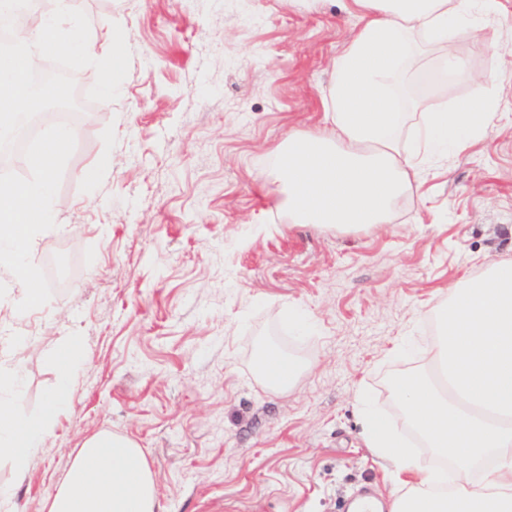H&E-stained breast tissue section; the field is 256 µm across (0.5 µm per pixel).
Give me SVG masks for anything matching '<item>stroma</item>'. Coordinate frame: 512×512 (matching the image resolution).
<instances>
[{
    "label": "stroma",
    "instance_id": "stroma-1",
    "mask_svg": "<svg viewBox=\"0 0 512 512\" xmlns=\"http://www.w3.org/2000/svg\"><path fill=\"white\" fill-rule=\"evenodd\" d=\"M343 0H79L89 53L120 24L129 71L83 122L50 178L54 219L26 267L49 302L19 310L0 273V328L30 345L0 382L38 419L77 337L71 395L0 489L46 512L84 440L107 432L145 452L165 512H343L360 488L387 502L398 465L363 439L362 412L393 416L389 380L426 367L431 310L464 273L512 258V74L488 85L495 128L418 171L419 196L359 230L292 224L275 208L276 147L324 125L323 92L359 20ZM512 51V0L456 43L470 80H436L442 46L420 42L399 80L455 104ZM97 163L88 179L82 170ZM300 361L264 388L263 346Z\"/></svg>",
    "mask_w": 512,
    "mask_h": 512
}]
</instances>
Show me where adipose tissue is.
Here are the masks:
<instances>
[{
	"instance_id": "ef3b65f1",
	"label": "adipose tissue",
	"mask_w": 512,
	"mask_h": 512,
	"mask_svg": "<svg viewBox=\"0 0 512 512\" xmlns=\"http://www.w3.org/2000/svg\"><path fill=\"white\" fill-rule=\"evenodd\" d=\"M477 0H350L360 20L337 60L328 89L327 126L292 132L275 153L278 208L294 224L356 229L388 223L393 202L414 195L411 173L420 154L441 144L463 146L487 134L499 111L486 86L500 70L475 81L453 109L426 112L403 145L400 128L411 106L393 82L417 40H444L443 67L467 75L456 53L458 38L473 33L462 18ZM52 203L46 185L0 187V267L14 273L18 305L39 308L45 290L25 268L29 240L44 231ZM439 337L427 368L392 383L399 417L367 416L369 447L398 460L402 481L391 512H512V259L493 262L448 289L437 314ZM72 346L50 353L59 381L38 420L20 417L0 398V460L24 467L69 399ZM260 378L284 391L300 363L276 348L261 356ZM410 429L426 447L453 462L458 481L440 492L441 476L409 456L400 434ZM48 512H163L148 460L132 440L110 434L88 438L48 500Z\"/></svg>"
}]
</instances>
